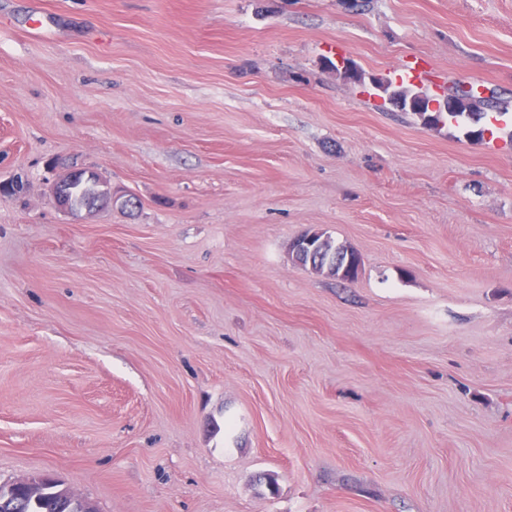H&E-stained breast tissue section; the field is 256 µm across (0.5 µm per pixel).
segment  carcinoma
Returning a JSON list of instances; mask_svg holds the SVG:
<instances>
[{"label": "carcinoma", "mask_w": 512, "mask_h": 512, "mask_svg": "<svg viewBox=\"0 0 512 512\" xmlns=\"http://www.w3.org/2000/svg\"><path fill=\"white\" fill-rule=\"evenodd\" d=\"M375 89H383L393 108L400 112H411L421 118L426 125H444L460 123L469 118L474 126L467 130V137L481 138L486 128L479 126L486 111L495 113L503 110L494 97L484 96L479 87L472 83H456L448 89V95L441 105V111L433 113L427 110L431 96L415 91L404 85H393L389 81H373ZM71 208L94 209L107 204V193L98 174H84L80 179L69 183L65 188ZM314 249L292 247L294 260L303 267H310L319 273H325L342 281L353 282L358 278L361 258L359 254L345 246H338L330 237L320 232H311ZM0 512H71L70 504L55 490L49 489L34 499L25 493H17L9 498L0 499Z\"/></svg>", "instance_id": "1"}]
</instances>
